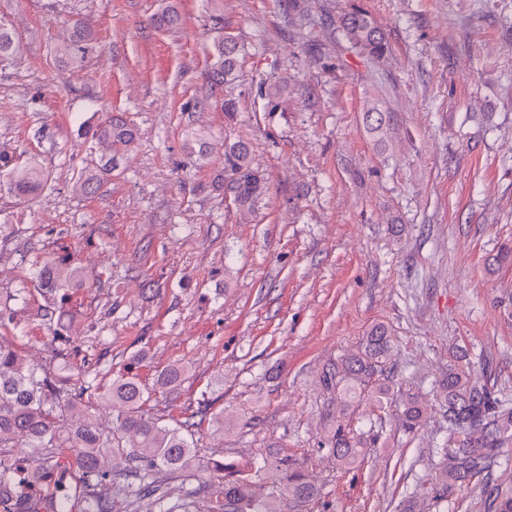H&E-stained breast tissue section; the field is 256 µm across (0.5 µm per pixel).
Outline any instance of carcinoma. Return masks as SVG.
Masks as SVG:
<instances>
[{
    "instance_id": "cac0c4a2",
    "label": "carcinoma",
    "mask_w": 512,
    "mask_h": 512,
    "mask_svg": "<svg viewBox=\"0 0 512 512\" xmlns=\"http://www.w3.org/2000/svg\"><path fill=\"white\" fill-rule=\"evenodd\" d=\"M326 25L341 31L363 53L381 59L388 46L371 12L359 2ZM93 34L82 22L72 24L58 53L70 66H81L90 51ZM20 53V42L11 27L0 20V70L9 69ZM207 79L224 95L215 105L229 117L237 112L233 94L239 46L227 35L214 42ZM368 129L382 135L391 115L372 106L365 112ZM91 138L121 150L135 141L136 130L125 120L110 115L89 130ZM112 174V160L82 172L79 189L97 191L101 180ZM226 187L243 209L253 208L265 192L263 176L250 161L249 145L224 140ZM47 183L36 162L13 165L8 148L0 145V191L27 197ZM38 289L47 298L45 319L56 316V295L79 288L82 280L66 266V259L40 263ZM394 348L390 330L374 326L356 349L323 372L324 387L336 393V425L328 428L321 449L349 472L358 468L379 436L365 417L396 406L402 427L417 431L427 419L428 407H438L443 436L430 452L439 457L433 473L424 481V494L407 501L404 512H447L448 498L477 484L486 494L490 512H512V485L492 484V469H512V398L494 394L478 370L479 364L460 353L448 369L422 394L395 383L388 367ZM187 373L173 365L157 376L155 386L173 388ZM93 385L86 381L84 366L64 360L51 373L28 363L11 343L0 340V512H112L114 473L131 474L117 492L132 498L145 512H192L191 502L165 506L158 473L167 471L192 482L199 473L213 474L209 512H281L279 502L310 503L319 500L320 489L295 459L268 451L248 460L231 457L199 462L194 439L207 408L174 425L144 415L148 388L135 374H119L96 396L112 404V426L103 428L87 416L85 394ZM28 449L20 459L14 449Z\"/></svg>"
}]
</instances>
